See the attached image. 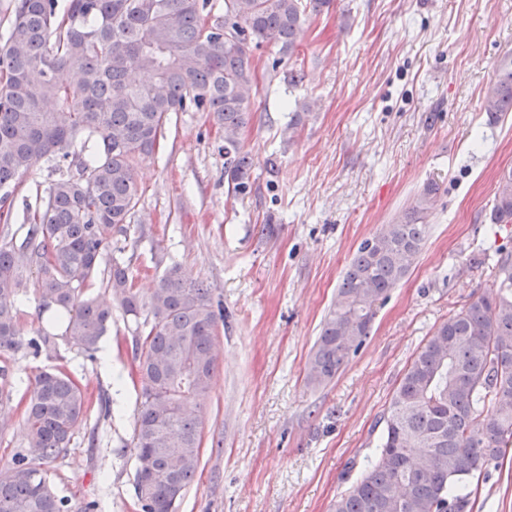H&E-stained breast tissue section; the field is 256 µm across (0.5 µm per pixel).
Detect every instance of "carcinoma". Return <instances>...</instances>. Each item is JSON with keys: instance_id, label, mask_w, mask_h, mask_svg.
<instances>
[{"instance_id": "1", "label": "carcinoma", "mask_w": 512, "mask_h": 512, "mask_svg": "<svg viewBox=\"0 0 512 512\" xmlns=\"http://www.w3.org/2000/svg\"><path fill=\"white\" fill-rule=\"evenodd\" d=\"M330 0H13L0 43V201L41 159L58 176L28 216L22 255L0 240V348L18 347L16 297L30 288L62 318V334L88 356L112 326V309L86 296L112 236L139 201L136 166L151 156L172 112H208L224 130L231 191L252 189L241 135L257 95L254 50L292 58L308 18ZM495 124L512 112V59L484 96ZM438 187L364 239L321 323L307 380L336 378L370 335L375 303L407 276L428 233ZM512 224V170L490 212ZM34 268L28 279L21 270ZM106 284L134 320L142 389L133 438L139 512H179L194 481L202 422L192 402L212 388L222 307L177 267L143 297L112 261ZM495 291L438 325L383 415L379 448L331 512H472L466 486L512 446V253L496 262ZM88 410L67 371L42 372L24 409L28 446L0 474V512H71L44 466L70 445Z\"/></svg>"}]
</instances>
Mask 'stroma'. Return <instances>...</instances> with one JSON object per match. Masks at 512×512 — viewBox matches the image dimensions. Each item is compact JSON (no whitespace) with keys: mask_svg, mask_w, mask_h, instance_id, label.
<instances>
[{"mask_svg":"<svg viewBox=\"0 0 512 512\" xmlns=\"http://www.w3.org/2000/svg\"><path fill=\"white\" fill-rule=\"evenodd\" d=\"M254 55L258 94L242 136L251 194L229 191L224 133L208 114L171 113L136 169L128 230L101 266L122 261L143 295L175 266L224 306L214 385L200 405L199 469L179 512H331L373 457L418 349L492 291L496 252L512 250V224L489 219L512 168V123L488 124L483 109L512 55V0H331L308 19L293 58L278 60L269 46ZM295 70L303 80L292 86ZM55 177L44 160L23 176L14 242ZM430 182L440 191L415 264L376 304L358 354L329 384H309L348 261ZM88 294L113 306L93 360L63 340L31 348L48 316L33 291L21 293L19 346L0 350V366L22 382L0 406V470L26 445L23 410L37 375L63 365L76 371L89 410L47 477L59 496L97 502L96 512H135L134 324L105 283ZM469 488L473 512H512V452Z\"/></svg>","mask_w":512,"mask_h":512,"instance_id":"obj_1","label":"stroma"}]
</instances>
